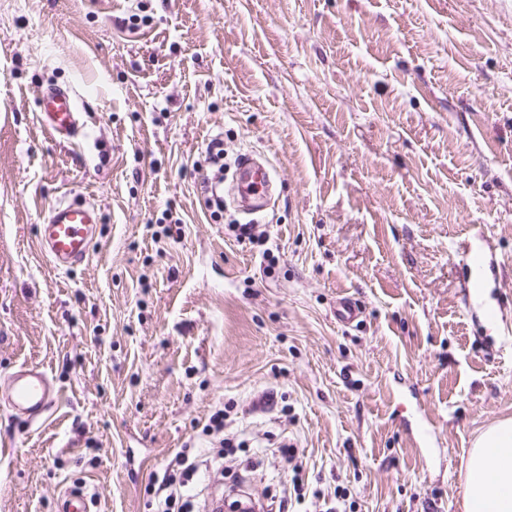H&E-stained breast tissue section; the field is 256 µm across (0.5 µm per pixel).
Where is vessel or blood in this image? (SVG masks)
Here are the masks:
<instances>
[{"mask_svg":"<svg viewBox=\"0 0 512 512\" xmlns=\"http://www.w3.org/2000/svg\"><path fill=\"white\" fill-rule=\"evenodd\" d=\"M78 97L73 89L46 88L39 100L41 124L57 141H71L80 132ZM272 182L270 170L247 153L237 161V179L233 188L240 198L244 214L261 211L268 203ZM99 216L85 201H61L52 205L39 226L38 242L50 264L67 270L86 261L92 250ZM59 395L45 369L23 367L9 374L5 392L0 395L7 408L30 421L43 417Z\"/></svg>","mask_w":512,"mask_h":512,"instance_id":"vessel-or-blood-1","label":"vessel or blood"}]
</instances>
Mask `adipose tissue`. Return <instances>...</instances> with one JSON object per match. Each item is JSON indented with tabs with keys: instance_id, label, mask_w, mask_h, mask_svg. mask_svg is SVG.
I'll use <instances>...</instances> for the list:
<instances>
[{
	"instance_id": "1",
	"label": "adipose tissue",
	"mask_w": 512,
	"mask_h": 512,
	"mask_svg": "<svg viewBox=\"0 0 512 512\" xmlns=\"http://www.w3.org/2000/svg\"><path fill=\"white\" fill-rule=\"evenodd\" d=\"M464 512H512V420L488 426L465 467Z\"/></svg>"
}]
</instances>
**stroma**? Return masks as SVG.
<instances>
[{
    "mask_svg": "<svg viewBox=\"0 0 512 512\" xmlns=\"http://www.w3.org/2000/svg\"><path fill=\"white\" fill-rule=\"evenodd\" d=\"M50 85L72 141L39 122ZM215 139L273 170L261 243L232 197L212 215ZM63 199L101 222L59 271L36 226ZM23 364L60 398L0 407V512L74 486L151 512L229 402L268 512L298 479V512H463L474 440L512 420V0H0V377ZM78 97L71 88L48 87L39 99L44 130L56 141H71L80 132Z\"/></svg>",
    "mask_w": 512,
    "mask_h": 512,
    "instance_id": "35a3bbf8",
    "label": "stroma"
}]
</instances>
